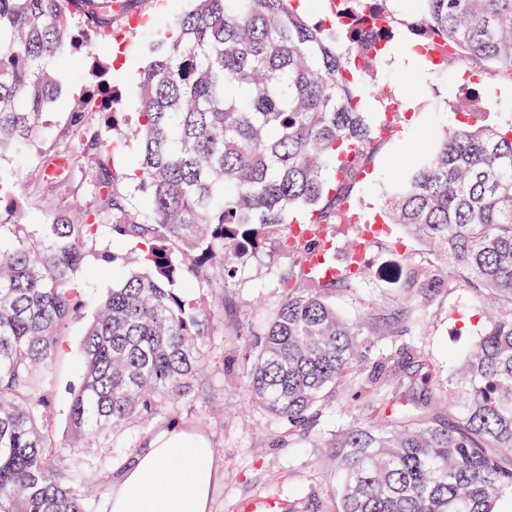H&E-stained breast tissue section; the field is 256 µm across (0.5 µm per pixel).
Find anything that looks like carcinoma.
Wrapping results in <instances>:
<instances>
[{
	"label": "carcinoma",
	"instance_id": "1",
	"mask_svg": "<svg viewBox=\"0 0 512 512\" xmlns=\"http://www.w3.org/2000/svg\"><path fill=\"white\" fill-rule=\"evenodd\" d=\"M159 44L139 81L140 142L133 173L147 207L127 205L112 170L117 142L107 65L71 95L66 128L51 141L43 115L62 86L53 61L112 40L129 0H0V157L32 155L29 195L44 223L13 225L0 246V512H86L70 471L55 464L42 432L45 393L63 323L83 307L78 273L93 238L107 231L134 248L140 269L98 300L71 393L69 447L88 448L117 427L180 399L195 386L206 310L192 283L229 284L264 252L288 260L282 299L245 351L250 402L293 427L350 386L351 421L336 432V512H498L512 501V121L488 123L461 105L376 217L354 221V197L381 123L363 108L364 77L393 43V0H329L339 42L310 22L303 0H195ZM420 49L440 70L463 54L492 77L512 76V0H406ZM92 170L85 184L75 174ZM23 198L0 183V208ZM395 224L423 256L384 277L409 294L467 289L481 307L477 339L448 371L444 399L416 343L424 318L351 321L330 300L355 293L367 268L327 277L338 224L349 255L371 244L366 229ZM389 343L366 372L370 337Z\"/></svg>",
	"mask_w": 512,
	"mask_h": 512
}]
</instances>
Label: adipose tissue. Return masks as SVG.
I'll return each instance as SVG.
<instances>
[{"instance_id": "adipose-tissue-1", "label": "adipose tissue", "mask_w": 512, "mask_h": 512, "mask_svg": "<svg viewBox=\"0 0 512 512\" xmlns=\"http://www.w3.org/2000/svg\"><path fill=\"white\" fill-rule=\"evenodd\" d=\"M182 447L188 454L178 478H169L163 463L170 449ZM218 473L204 438L185 432L155 435L146 452L122 474L112 491L108 512H210L211 487Z\"/></svg>"}]
</instances>
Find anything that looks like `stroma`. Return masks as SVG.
Segmentation results:
<instances>
[{
	"label": "stroma",
	"mask_w": 512,
	"mask_h": 512,
	"mask_svg": "<svg viewBox=\"0 0 512 512\" xmlns=\"http://www.w3.org/2000/svg\"><path fill=\"white\" fill-rule=\"evenodd\" d=\"M189 8L188 0H137L135 11L143 21L134 28L124 22L114 24L119 46H99L102 58H111L114 49L130 55L127 67H113L112 85L118 102L116 112L123 124L136 122L139 106L137 82L145 62L154 55L159 41L175 18ZM394 51L387 56L375 85L385 89L386 102L367 95L366 108L384 112L386 105L399 110L397 128L369 166V175L358 192L362 211L372 213L381 205L390 182L406 170L427 134L443 126H454L462 116L456 98L479 93L489 106L494 122L512 119V78L483 76L472 61L457 56L445 72L430 73L425 64H400L410 38L403 22L410 16L405 4H397ZM89 60L81 54L58 58L55 68L62 92L43 121L49 132L61 131L68 118L69 94L81 87ZM121 128L107 130V137L121 146L113 158V171L129 176L140 144L124 140ZM397 253L376 244L365 254L369 277L356 295L337 293L336 306L349 317L372 315L388 322L406 310L425 314L419 330L418 349L437 382H444L457 354L474 343L476 329L463 325L460 314L471 305L467 289L439 290L406 299L404 292L379 276L382 267L395 262ZM133 257L126 245L100 236L89 251L80 272L93 296L105 295L118 281V271L129 267ZM190 294L208 307L207 328L198 356L202 373L194 392L177 403L161 400L156 414L116 428L112 435L93 447L68 454L67 463L75 487L85 498L86 512H107V502L120 475L148 446L153 433L186 431L205 436L213 448V461L220 473L211 492V512H249V505L273 495L281 501L294 497L305 500L309 512H335L336 480L334 449L329 442L344 419L335 402L314 411L305 426L289 430L287 424L246 403L245 347L259 330L269 312L281 299L277 279L267 257H259L241 267L230 288L220 285H193ZM93 315L92 306L83 307L62 328L53 377L46 386L51 410L43 431L56 449H66L70 439L68 409L70 392L78 387L83 371L78 363L84 332Z\"/></svg>",
	"instance_id": "1"
}]
</instances>
